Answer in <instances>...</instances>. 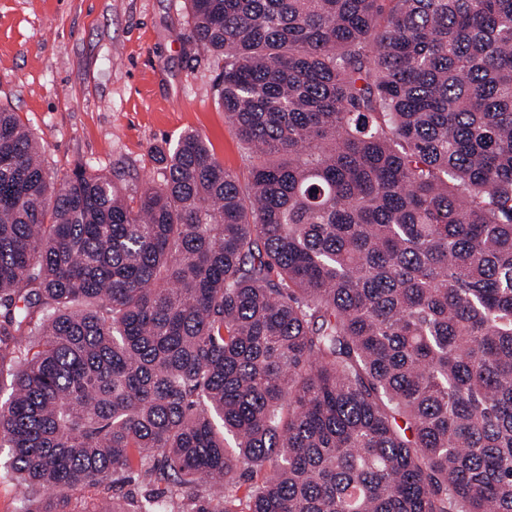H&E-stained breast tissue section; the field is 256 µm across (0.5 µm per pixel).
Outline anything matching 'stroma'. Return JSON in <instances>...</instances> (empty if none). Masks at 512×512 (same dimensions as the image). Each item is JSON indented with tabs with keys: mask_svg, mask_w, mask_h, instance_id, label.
I'll return each mask as SVG.
<instances>
[{
	"mask_svg": "<svg viewBox=\"0 0 512 512\" xmlns=\"http://www.w3.org/2000/svg\"><path fill=\"white\" fill-rule=\"evenodd\" d=\"M220 73L189 38L186 0H0V106L60 174L83 164L130 191L159 179L154 147L196 131L247 179Z\"/></svg>",
	"mask_w": 512,
	"mask_h": 512,
	"instance_id": "35a3bbf8",
	"label": "stroma"
}]
</instances>
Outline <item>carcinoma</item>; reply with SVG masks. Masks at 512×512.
<instances>
[{"instance_id": "cac0c4a2", "label": "carcinoma", "mask_w": 512, "mask_h": 512, "mask_svg": "<svg viewBox=\"0 0 512 512\" xmlns=\"http://www.w3.org/2000/svg\"><path fill=\"white\" fill-rule=\"evenodd\" d=\"M188 3L247 183L0 107L15 512H512V0Z\"/></svg>"}]
</instances>
